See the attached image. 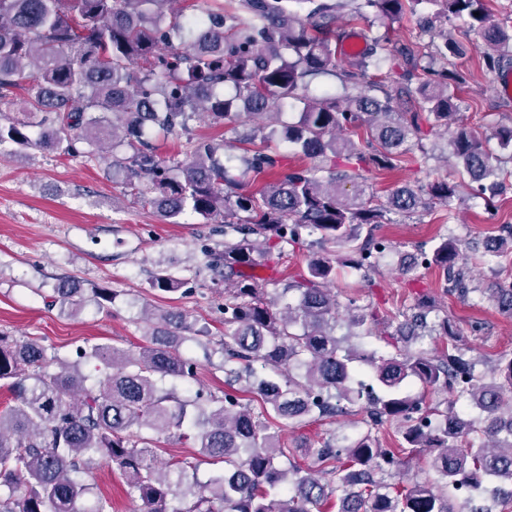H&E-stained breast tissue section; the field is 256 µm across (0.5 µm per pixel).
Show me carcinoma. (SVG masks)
<instances>
[{"label": "carcinoma", "mask_w": 512, "mask_h": 512, "mask_svg": "<svg viewBox=\"0 0 512 512\" xmlns=\"http://www.w3.org/2000/svg\"><path fill=\"white\" fill-rule=\"evenodd\" d=\"M0 0V99L19 93L24 118L0 121V145L22 154L30 148L95 158L92 147L111 149L112 178L125 184L170 224L191 215L224 223V250L209 254L206 270L224 284V396L198 392L184 399L159 386L166 377L193 379L196 363L183 355L188 315L169 312L149 327L137 351L95 344L62 360L23 337L0 336V384L11 400L0 407V512H84L94 493L93 470L110 462L126 477L144 512H488L479 501L487 482L512 486V358L498 359L496 375L475 372L457 344L449 316L428 321L418 301L383 317L353 298L340 302L336 280L345 269L368 276L392 253L380 234L388 215L409 216L436 201L454 216L457 184L440 179L423 192L409 186L373 204L347 184L361 170H390L418 150L428 158L421 122L450 132L454 167L477 184V197L497 209L512 170V124L495 128L503 157L460 124L458 92L465 84L454 60L469 51L445 28L426 64L414 45H399L391 25L405 15L428 32L423 4L446 21L463 18L478 37L475 49L490 71L512 56V26L488 20L486 0H360L351 20L383 29L368 37L350 68L338 55L348 37L336 24L344 0ZM394 51L400 69L386 89L381 68ZM337 79L342 93L314 92ZM298 112L295 122L267 130L271 111ZM250 123L238 156L224 140L202 141L194 124ZM182 142L186 160H165L152 138ZM311 165L288 162L279 150ZM239 165H233L234 161ZM318 250L305 258L302 281L274 297L266 282L247 275L272 251L303 236ZM512 250L507 235L482 249L439 235L400 265L402 276L435 267L442 292L465 300L480 293L512 316V276L472 286L467 263L495 266ZM181 280L157 271L151 287L167 293ZM86 289L68 280L52 303L75 313ZM344 322L355 330L386 324L380 335L394 351L355 350L335 334ZM442 342L431 351L409 348L389 331ZM370 370L357 379L353 363ZM100 376L86 385L81 366ZM256 394L262 411L239 401L235 385ZM465 402L476 420L457 412ZM360 407L366 431L339 444L303 449L308 465L288 456L279 429L339 418ZM394 424V447L378 437ZM193 438L204 456L224 462L205 486L187 482V467L162 462V436ZM479 440L474 446L473 440ZM425 459L434 480L404 485L401 466ZM337 501H331L334 493Z\"/></svg>", "instance_id": "carcinoma-1"}]
</instances>
